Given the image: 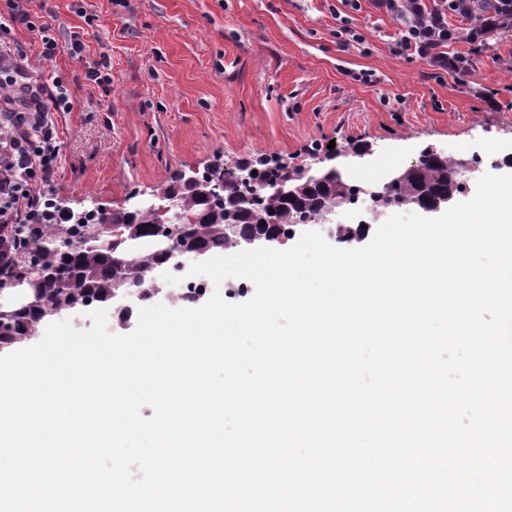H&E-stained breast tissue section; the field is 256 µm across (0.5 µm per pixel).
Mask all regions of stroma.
Instances as JSON below:
<instances>
[{
    "mask_svg": "<svg viewBox=\"0 0 512 512\" xmlns=\"http://www.w3.org/2000/svg\"><path fill=\"white\" fill-rule=\"evenodd\" d=\"M56 39L98 21L89 55L112 54V91L87 85L84 69L60 52L45 60L29 32L15 38L30 66L62 77L75 96L55 121L63 143L55 201L79 212L129 209L181 173L235 167L261 154L305 169L314 146L369 149L367 184L389 180L425 147L458 160L480 156L483 172L512 158V31L474 55L470 21L449 15L460 37L452 56H473L467 75L435 73L391 47L402 25L361 0H47ZM348 26L353 40L337 36ZM369 70L364 85L349 74ZM495 95L497 109L484 98Z\"/></svg>",
    "mask_w": 512,
    "mask_h": 512,
    "instance_id": "stroma-1",
    "label": "stroma"
}]
</instances>
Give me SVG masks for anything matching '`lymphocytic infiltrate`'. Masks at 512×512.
<instances>
[{
	"label": "lymphocytic infiltrate",
	"mask_w": 512,
	"mask_h": 512,
	"mask_svg": "<svg viewBox=\"0 0 512 512\" xmlns=\"http://www.w3.org/2000/svg\"><path fill=\"white\" fill-rule=\"evenodd\" d=\"M0 15V224H43L52 210L62 144L54 113L74 108L63 83L29 68L25 54L14 47L16 27H24L41 46L44 59L67 51L82 63L84 78L101 91L112 88V59L100 51L87 59L80 33L70 32L66 44L51 36V22L32 13L31 0H4ZM379 11L394 14L402 24L393 45L397 56L414 55L432 69L447 71L448 44L454 36L448 13L471 14L477 0H446L427 9L425 0H369Z\"/></svg>",
	"instance_id": "f902f5d3"
}]
</instances>
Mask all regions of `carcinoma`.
Here are the masks:
<instances>
[{"instance_id": "cac0c4a2", "label": "carcinoma", "mask_w": 512, "mask_h": 512, "mask_svg": "<svg viewBox=\"0 0 512 512\" xmlns=\"http://www.w3.org/2000/svg\"><path fill=\"white\" fill-rule=\"evenodd\" d=\"M496 12L504 14L508 7L492 2L473 15L480 52L491 50L502 33L483 23ZM251 164L257 174L247 183L225 176L221 166L203 170L194 187L176 178L160 195L181 197L186 222L164 224L160 214L145 211L120 216L122 242L116 247L112 225L94 213L83 224H0V288L23 278L32 295L29 304L0 314V348L30 339L37 324L60 309L106 305L122 291L148 295L149 271L169 265L168 247L176 240L219 253L254 233H279L300 213L316 214L331 202L348 207L359 193L360 185L335 170L319 185L298 181V193L288 200L276 190L288 176L284 166L263 158ZM457 168L452 159H434L424 152L417 170L391 182L385 196L395 207L414 196L419 185L433 196H453L461 192Z\"/></svg>"}]
</instances>
